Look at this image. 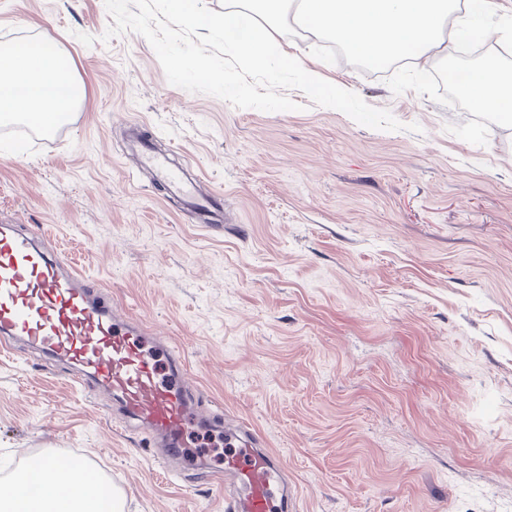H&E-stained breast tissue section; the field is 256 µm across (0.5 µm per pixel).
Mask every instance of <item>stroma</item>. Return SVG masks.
<instances>
[{
  "mask_svg": "<svg viewBox=\"0 0 512 512\" xmlns=\"http://www.w3.org/2000/svg\"><path fill=\"white\" fill-rule=\"evenodd\" d=\"M112 22L104 0H0V46L57 44L85 87L53 133L0 123V224L44 226L48 249L171 336L204 412L266 437L297 512H512V122L434 81L452 42L373 73L312 57V32L277 36L405 125L384 131L298 90L287 112L185 91L142 36L102 42ZM140 121L222 192V229L151 185ZM67 373L0 348V480L77 452L125 512H227L203 429L174 475Z\"/></svg>",
  "mask_w": 512,
  "mask_h": 512,
  "instance_id": "1",
  "label": "stroma"
}]
</instances>
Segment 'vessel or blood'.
I'll list each match as a JSON object with an SVG mask.
<instances>
[{
    "label": "vessel or blood",
    "instance_id": "vessel-or-blood-1",
    "mask_svg": "<svg viewBox=\"0 0 512 512\" xmlns=\"http://www.w3.org/2000/svg\"><path fill=\"white\" fill-rule=\"evenodd\" d=\"M140 165L155 182L185 198L199 223L223 222L220 193L205 189L186 167L173 165L147 144ZM42 232L39 225L28 233L0 225V340H22L66 365L73 383L112 395L122 414L148 433L169 461L189 457V429L223 427L224 480L235 491L228 512H294L287 472L262 433L243 419L203 415L186 362L171 339L123 314L82 273L45 252L38 244ZM158 354L166 371L153 361Z\"/></svg>",
    "mask_w": 512,
    "mask_h": 512
}]
</instances>
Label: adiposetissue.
Listing matches in <instances>:
<instances>
[{"mask_svg":"<svg viewBox=\"0 0 512 512\" xmlns=\"http://www.w3.org/2000/svg\"><path fill=\"white\" fill-rule=\"evenodd\" d=\"M32 83L22 93V83ZM468 96L482 111L512 119V74L498 61L472 70ZM85 97L55 44H39L27 52L0 49V119L17 118L49 126L62 120ZM60 475L37 467L17 474L7 489H0V512H124L125 500L113 492L104 506L93 475H70V490L59 487Z\"/></svg>","mask_w":512,"mask_h":512,"instance_id":"1","label":"adipose tissue"}]
</instances>
